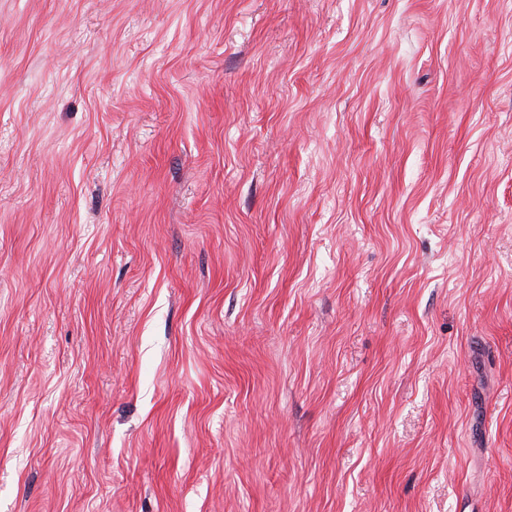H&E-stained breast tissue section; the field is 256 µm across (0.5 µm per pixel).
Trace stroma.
Segmentation results:
<instances>
[{
    "label": "stroma",
    "mask_w": 512,
    "mask_h": 512,
    "mask_svg": "<svg viewBox=\"0 0 512 512\" xmlns=\"http://www.w3.org/2000/svg\"><path fill=\"white\" fill-rule=\"evenodd\" d=\"M0 512H512V0H0Z\"/></svg>",
    "instance_id": "stroma-1"
}]
</instances>
